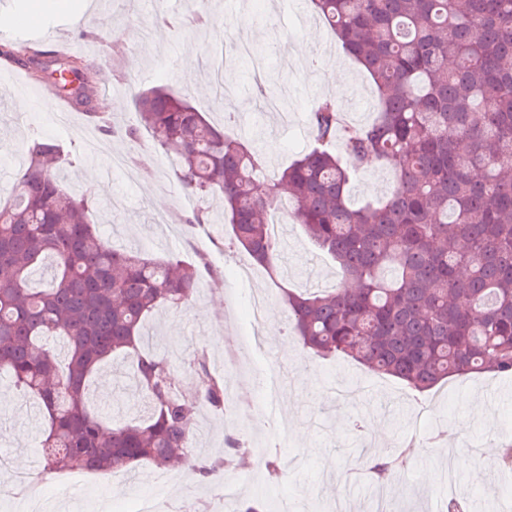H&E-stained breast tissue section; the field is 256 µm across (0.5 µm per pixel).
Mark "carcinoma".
<instances>
[{
	"label": "carcinoma",
	"mask_w": 512,
	"mask_h": 512,
	"mask_svg": "<svg viewBox=\"0 0 512 512\" xmlns=\"http://www.w3.org/2000/svg\"><path fill=\"white\" fill-rule=\"evenodd\" d=\"M313 11L367 70L376 115L342 120L319 97L307 114L312 143L281 173L261 178V155L227 127L243 105H224V127L167 84L129 88L142 127L177 166L181 189L218 198L186 224L228 223L230 240L274 273L282 244L269 233L288 193L293 222L339 266L331 292L283 291L287 338L305 356L349 358L420 393L448 380L512 375V0H311ZM32 79L56 80L62 96L105 136L139 139L95 110L93 78L107 64L28 40L0 42V63ZM341 144V152L331 149ZM13 201L0 206V372L35 395L46 420L40 474L131 472L147 462H182L203 480L250 466L239 436L223 455L195 445L193 410L222 411L226 378L204 350L193 400L178 389L167 357L142 349L143 323L161 306L191 304L206 262L165 260L141 248L115 249L88 199L56 175L61 148L39 135L25 144ZM390 166L394 187L359 207L350 178L370 160ZM53 264L49 282L31 275ZM132 361L149 402L139 422H109L85 394L101 363ZM403 457L364 461L376 482L392 481Z\"/></svg>",
	"instance_id": "cac0c4a2"
}]
</instances>
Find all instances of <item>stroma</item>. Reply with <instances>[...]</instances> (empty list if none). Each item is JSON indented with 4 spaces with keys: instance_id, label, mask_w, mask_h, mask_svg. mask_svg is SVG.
Returning <instances> with one entry per match:
<instances>
[{
    "instance_id": "1",
    "label": "stroma",
    "mask_w": 512,
    "mask_h": 512,
    "mask_svg": "<svg viewBox=\"0 0 512 512\" xmlns=\"http://www.w3.org/2000/svg\"><path fill=\"white\" fill-rule=\"evenodd\" d=\"M202 8L210 14L211 24L205 28L190 25V16ZM170 11L164 25L155 0H69L67 10L41 11L28 36L92 58L106 56L108 63L97 76L102 84L134 82L147 88L166 78L170 70L180 69L175 90L208 112L217 124L223 123L224 115L218 109L214 74L205 59L210 55L225 58L230 96L247 104L238 114L236 131L248 146L263 152L271 175L298 159L311 142L305 111L329 89L326 73L310 68L311 60L338 61L340 79L350 89L345 113L356 123L373 119L374 97L366 73L342 52L326 53L325 45L333 40L330 31L312 13L298 21L291 0H175ZM245 22L257 34L258 60L269 85L294 88L288 117L259 111L254 103V61L236 58L234 48ZM81 28L98 31L99 40H78L76 32ZM313 31L318 37L312 41L308 35ZM188 51L198 63L186 74L182 68ZM26 77L21 69L0 65V198H9L13 174L25 160L23 143L37 131L61 145L60 177L75 194L92 201L109 244L142 246L155 256L186 262L207 255L214 273L203 279L196 302L177 310L162 307L148 317L147 329L153 335L149 346L169 357L180 385L189 387L197 381L188 365L193 351L207 349L210 361L215 362L221 358L216 337L240 341V360L250 374L230 378L227 387L232 405L223 413L198 411L197 450L208 456L221 455L226 437L238 434L250 448L276 451L284 472L281 481H270L262 472L251 483L243 481L241 471H225V481L235 482L236 490L219 503L213 499L214 483L184 468L168 471L167 482L161 486L154 485L158 471L147 463L124 475L91 473L79 483L73 472L66 471L40 483L47 512H130L144 492L181 512H196L203 505L213 512H239L243 503L272 502L281 496L313 500L322 510L343 497L371 512L376 485L365 473L357 483L347 484L351 463L378 454L400 455L409 443L421 446L427 434L439 438L444 451L437 454L421 446L392 484L388 512H438L448 496L442 472L449 459L463 478L459 490L466 492L470 507L477 512H492V500L503 495L512 501V478L502 473H495L496 486L489 491L470 482L475 475L473 449L494 460L502 440H512V398L490 397L500 387H512V377L473 374L449 380L420 397L401 382L350 361L303 359L286 337L288 308L280 293L285 288L328 291L340 280L334 260L317 248L303 228L285 221L280 238L287 272L278 277L268 274L244 250L229 245L224 225L184 223L175 168L156 146L151 131L142 130L136 145L117 136L101 137L83 113L61 116L62 105L51 81L32 85L26 98L15 92V81ZM139 153L144 165L112 170L114 157ZM91 168L98 170L102 189L87 183L86 172ZM392 180L390 169L382 165L359 171L350 184L352 203L384 197ZM256 298L267 299L269 307L279 312L278 325L266 327L261 342L254 337L250 315V304ZM128 369L127 360L120 357L93 376L87 401L104 417L137 421L147 416V401L134 387L117 382V371ZM338 377L367 383L370 403L387 412L384 442L365 448L353 435L348 420L356 415V408L328 390L329 380ZM474 401L484 405V417L471 414ZM42 433L43 418L33 398L1 377L0 448L12 465L0 470V484L11 483L14 471L37 468Z\"/></svg>"
}]
</instances>
